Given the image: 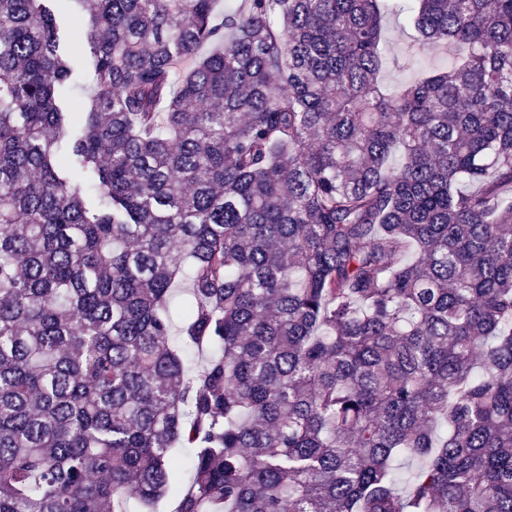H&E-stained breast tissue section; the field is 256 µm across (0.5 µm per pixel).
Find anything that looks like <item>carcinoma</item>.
Returning a JSON list of instances; mask_svg holds the SVG:
<instances>
[{"label": "carcinoma", "instance_id": "carcinoma-1", "mask_svg": "<svg viewBox=\"0 0 512 512\" xmlns=\"http://www.w3.org/2000/svg\"><path fill=\"white\" fill-rule=\"evenodd\" d=\"M43 2L0 0V512H512V0H411L455 56L394 90L400 0H77L80 112Z\"/></svg>", "mask_w": 512, "mask_h": 512}]
</instances>
